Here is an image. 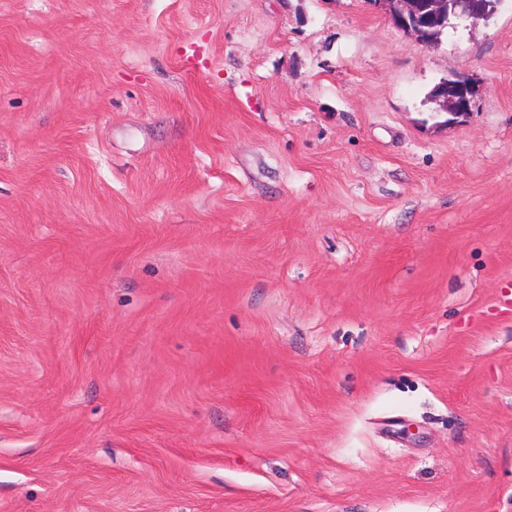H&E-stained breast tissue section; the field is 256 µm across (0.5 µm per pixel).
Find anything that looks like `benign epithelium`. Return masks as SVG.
Wrapping results in <instances>:
<instances>
[{"label":"benign epithelium","instance_id":"1","mask_svg":"<svg viewBox=\"0 0 512 512\" xmlns=\"http://www.w3.org/2000/svg\"><path fill=\"white\" fill-rule=\"evenodd\" d=\"M373 5L389 12L393 22L424 47L430 43L423 38V29L431 28L451 16L484 17L486 0H371ZM476 85L467 75L454 76V82L442 88L439 100L443 111L451 117L447 124L464 121L471 112Z\"/></svg>","mask_w":512,"mask_h":512}]
</instances>
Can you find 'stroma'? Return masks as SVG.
<instances>
[{
	"mask_svg": "<svg viewBox=\"0 0 512 512\" xmlns=\"http://www.w3.org/2000/svg\"><path fill=\"white\" fill-rule=\"evenodd\" d=\"M0 512H512V0H0ZM374 6L389 12L393 22L410 34L415 42L432 47L423 38L424 27L431 28L450 16H487L486 0H369ZM433 1V2H429ZM454 82L442 88L439 100L443 111L451 117L444 125L458 124L464 121L471 112L476 85L467 75H455Z\"/></svg>",
	"mask_w": 512,
	"mask_h": 512,
	"instance_id": "1",
	"label": "stroma"
}]
</instances>
